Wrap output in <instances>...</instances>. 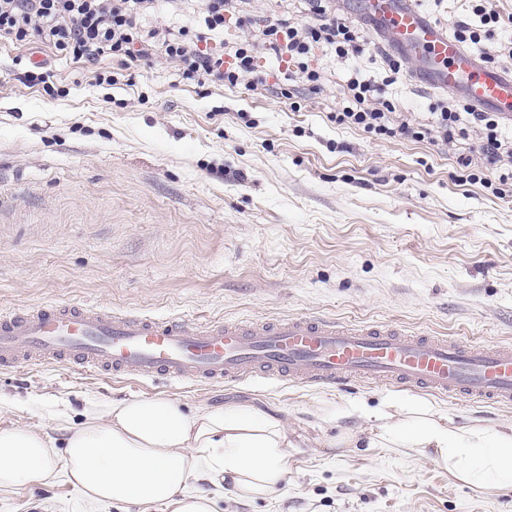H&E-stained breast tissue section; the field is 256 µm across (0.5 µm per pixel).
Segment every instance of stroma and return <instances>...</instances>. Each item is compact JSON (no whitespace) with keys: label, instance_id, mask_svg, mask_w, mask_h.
I'll list each match as a JSON object with an SVG mask.
<instances>
[{"label":"stroma","instance_id":"35a3bbf8","mask_svg":"<svg viewBox=\"0 0 512 512\" xmlns=\"http://www.w3.org/2000/svg\"><path fill=\"white\" fill-rule=\"evenodd\" d=\"M0 43V310L89 302L156 317L235 320L325 315L389 322L472 344H512V196L457 181L467 142L374 139L331 122L346 77L380 60L320 56L322 91L299 104L258 84L180 82L173 65L96 85L58 59L52 98L16 80ZM397 111L427 120L441 98L411 75ZM401 389L247 380L116 381L78 367L0 369V429L40 424L43 406L165 396L185 409L248 403L293 444L272 499L220 512H512V488L480 490L434 460L384 448L327 447L356 431L352 404L378 409ZM461 424L512 422V407L434 396ZM0 512H88L65 479L0 491Z\"/></svg>","mask_w":512,"mask_h":512}]
</instances>
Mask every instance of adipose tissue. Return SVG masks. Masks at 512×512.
<instances>
[{"instance_id": "ef3b65f1", "label": "adipose tissue", "mask_w": 512, "mask_h": 512, "mask_svg": "<svg viewBox=\"0 0 512 512\" xmlns=\"http://www.w3.org/2000/svg\"><path fill=\"white\" fill-rule=\"evenodd\" d=\"M352 411L365 420L371 446L434 458L463 483L512 488V423L457 425L423 399ZM48 418L63 439L41 426L0 430V490L62 475L91 507L217 512L219 495L266 498L288 472L287 428L245 405L188 411L154 396L90 404L77 424L65 404L50 407Z\"/></svg>"}]
</instances>
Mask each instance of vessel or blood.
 Returning a JSON list of instances; mask_svg holds the SVG:
<instances>
[{"label": "vessel or blood", "instance_id": "1", "mask_svg": "<svg viewBox=\"0 0 512 512\" xmlns=\"http://www.w3.org/2000/svg\"><path fill=\"white\" fill-rule=\"evenodd\" d=\"M366 13L401 54L420 58L419 76L459 92L512 124L506 73L430 21L416 0H364ZM73 364L116 379L219 384L256 377L346 387H390L512 405V346L412 336L384 322L344 323L305 315L270 320L156 318L94 304L43 303L0 311V368Z\"/></svg>", "mask_w": 512, "mask_h": 512}]
</instances>
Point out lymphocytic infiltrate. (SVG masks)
Wrapping results in <instances>:
<instances>
[{"label": "lymphocytic infiltrate", "mask_w": 512, "mask_h": 512, "mask_svg": "<svg viewBox=\"0 0 512 512\" xmlns=\"http://www.w3.org/2000/svg\"><path fill=\"white\" fill-rule=\"evenodd\" d=\"M303 2L306 21L254 16L242 36L225 43L224 26L239 18V0H0V42L24 47V54L14 59L21 80L53 98L64 90L53 82L47 63L31 61L32 52L46 49L73 63L95 66L100 84H117L142 61L171 64L189 84L211 82L230 89L255 73L259 55L266 53L285 64L274 89L289 99L302 90L321 91L324 72L312 64L316 49L326 48L341 60L370 49L385 66L382 82L354 72L347 82V103L331 113V121L379 139L424 141L441 148L477 135L475 156L458 160L461 179L506 197L512 186V139L503 135L495 113L453 99L437 103L425 122L397 112L381 94L396 82L401 59L385 48L370 47L364 26L337 13L333 0ZM104 59L111 60V68H100Z\"/></svg>", "instance_id": "1"}]
</instances>
